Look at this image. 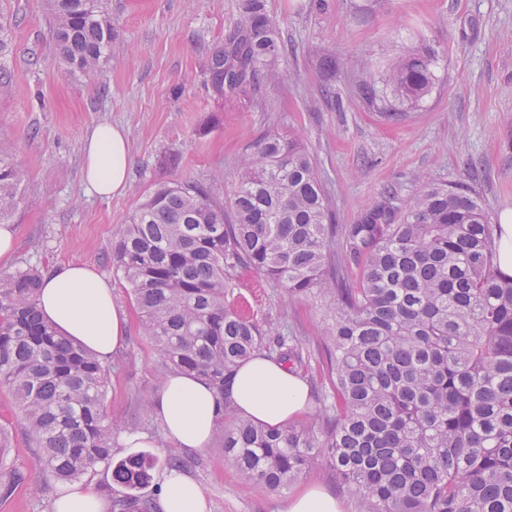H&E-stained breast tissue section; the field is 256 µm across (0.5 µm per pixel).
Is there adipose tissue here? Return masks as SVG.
Instances as JSON below:
<instances>
[{
  "label": "adipose tissue",
  "mask_w": 512,
  "mask_h": 512,
  "mask_svg": "<svg viewBox=\"0 0 512 512\" xmlns=\"http://www.w3.org/2000/svg\"><path fill=\"white\" fill-rule=\"evenodd\" d=\"M129 143L122 129L103 124L84 143V177L91 192L102 197L122 194L128 186ZM44 319L80 343L100 360L122 350L127 341L126 311L112 297L111 283L85 264H60L48 272L39 297ZM304 382L283 364L257 354L235 376L230 402L234 411L254 422L288 423L308 407ZM222 401L204 380L184 374L165 377L151 401L165 437L175 447H207L222 417ZM162 512H208L205 493L193 477L166 474L161 489Z\"/></svg>",
  "instance_id": "ef3b65f1"
}]
</instances>
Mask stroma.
Here are the masks:
<instances>
[{
  "label": "stroma",
  "mask_w": 512,
  "mask_h": 512,
  "mask_svg": "<svg viewBox=\"0 0 512 512\" xmlns=\"http://www.w3.org/2000/svg\"><path fill=\"white\" fill-rule=\"evenodd\" d=\"M240 0H98L112 21V49L94 75L67 73L53 37L46 0H0V143L26 172L11 223L13 268L78 262L111 279L127 312L125 349L111 359L104 405L159 439L158 466L140 489L159 499L165 462L182 458L204 488L210 512H281L284 502L317 485L344 512L357 503L318 463L288 489L272 492L242 480L225 460L221 434L208 447L180 450L163 441L160 422L145 412L165 373L124 281L112 265L119 229L157 187L193 181L217 200L229 196L243 148L276 134L300 140L314 157L336 223L403 199L418 176L460 185L492 219L512 210V0H264L285 45L280 79L258 98L214 95L213 50L239 18ZM438 51L432 89L401 104L399 120L367 103L359 80L379 82L389 59L419 42ZM335 59V70L325 63ZM122 127L130 148L123 194L102 199L83 184V142L97 126ZM254 317L298 336L321 361L322 300L301 301L260 278L236 289ZM0 435L8 465L40 471L12 393L0 387ZM62 485L43 494L23 485L0 496V512H53Z\"/></svg>",
  "instance_id": "1"
}]
</instances>
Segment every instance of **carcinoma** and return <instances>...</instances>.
Segmentation results:
<instances>
[{
    "instance_id": "obj_1",
    "label": "carcinoma",
    "mask_w": 512,
    "mask_h": 512,
    "mask_svg": "<svg viewBox=\"0 0 512 512\" xmlns=\"http://www.w3.org/2000/svg\"><path fill=\"white\" fill-rule=\"evenodd\" d=\"M70 73L100 69L112 23L95 0H48ZM284 54L263 0L209 62L214 91L255 96L282 76ZM437 51L419 44L394 57L384 82L399 102L432 85ZM361 93L381 103L377 87ZM24 168L0 145V223L9 220ZM496 225L468 190L420 179L402 206L333 223L316 164L297 139L266 136L243 149L223 203L191 181L158 188L112 245L142 334L164 368L194 374L227 398L238 368L268 358L303 369L300 341L242 312L233 287L245 272L288 296L333 298L323 347L329 391L304 424L268 427L236 416L224 458L245 480L282 491L321 460L359 512H512V276L494 262ZM42 270L0 275V386L15 398L40 474L0 455V494L41 480L72 483L104 463L131 491L152 479L145 455L112 462L117 421L103 407L110 367L59 334L38 308ZM120 512H153L128 494Z\"/></svg>"
}]
</instances>
